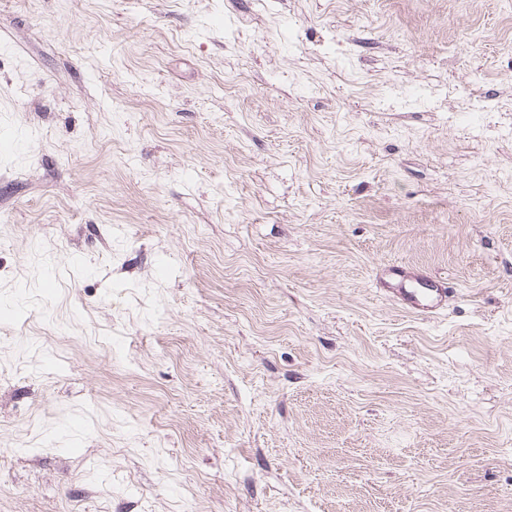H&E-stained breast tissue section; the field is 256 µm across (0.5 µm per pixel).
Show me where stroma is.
<instances>
[{"mask_svg": "<svg viewBox=\"0 0 512 512\" xmlns=\"http://www.w3.org/2000/svg\"><path fill=\"white\" fill-rule=\"evenodd\" d=\"M1 139L0 512H512V0H0ZM388 278L399 288H387L402 307L417 314H433L445 306L448 293L427 275L411 272L403 267L389 269ZM419 283L421 288H406L407 283Z\"/></svg>", "mask_w": 512, "mask_h": 512, "instance_id": "1", "label": "stroma"}]
</instances>
